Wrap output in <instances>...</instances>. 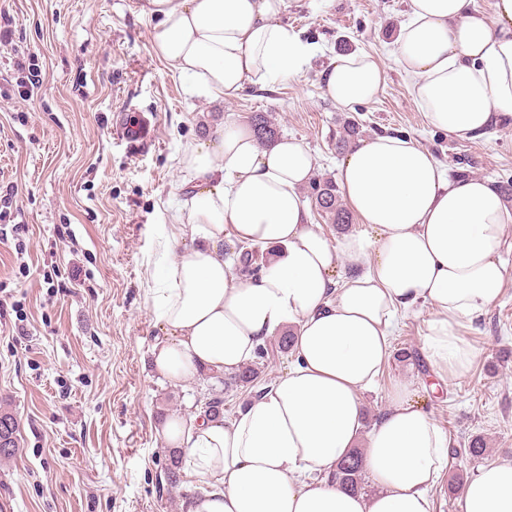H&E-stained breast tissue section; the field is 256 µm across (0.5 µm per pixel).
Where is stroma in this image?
I'll list each match as a JSON object with an SVG mask.
<instances>
[{
	"mask_svg": "<svg viewBox=\"0 0 512 512\" xmlns=\"http://www.w3.org/2000/svg\"><path fill=\"white\" fill-rule=\"evenodd\" d=\"M409 0H287L279 20L317 46L303 73L252 86L220 102L191 90L154 52L155 20L141 0H0V193L28 232L24 252L0 244V406L18 422L19 452L0 461V500L12 512H182L206 486L184 468L168 489L163 415L195 414L210 378L174 387L150 365L159 330L154 297L163 264L181 251L172 215L181 197L178 159L219 112L247 124L267 113L279 136L315 158L316 174L338 177L336 132L344 117L360 140L408 136L447 171L498 182L512 176V120L458 140L426 122L398 62L395 38ZM363 51L385 73L377 99L346 110L329 99L320 73L333 55ZM40 67L21 98L15 63ZM140 125L139 144L121 128ZM502 258V297L463 334L476 350L468 373L438 380L422 345L428 306L402 318L391 358L362 393L364 425L387 410L394 385L413 392L447 433L448 466L432 490L434 512H458L464 481L486 464L512 461V223ZM484 439V458L470 457Z\"/></svg>",
	"mask_w": 512,
	"mask_h": 512,
	"instance_id": "1",
	"label": "stroma"
}]
</instances>
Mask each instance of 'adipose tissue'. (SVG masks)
Returning <instances> with one entry per match:
<instances>
[{
	"label": "adipose tissue",
	"mask_w": 512,
	"mask_h": 512,
	"mask_svg": "<svg viewBox=\"0 0 512 512\" xmlns=\"http://www.w3.org/2000/svg\"><path fill=\"white\" fill-rule=\"evenodd\" d=\"M286 0H144L153 47L170 72L213 99L238 98L300 74L315 54L279 15ZM399 62L427 123L449 136H485L512 115V0L484 14L476 0H409L397 32ZM345 109L373 100L384 72L365 52L333 56L320 74ZM187 187L175 219L190 233L166 266L155 311L153 371L172 385L236 371L278 329L293 326L286 373L231 419L196 413L160 424L209 492L183 512H433L430 491L448 464V437L406 387L363 431L362 391L392 355L402 312L430 306L423 352L439 379L464 376L476 353L462 335L500 298L512 208L487 180L449 179L413 140L381 134L340 165L351 210L375 239H331L310 222L299 189L314 159L296 140L260 147L245 124L215 120L180 159ZM272 251L257 276L225 258V245ZM347 259L353 271L335 279ZM378 486L372 497L328 475L358 441ZM459 512H512V462L468 481Z\"/></svg>",
	"instance_id": "ef3b65f1"
}]
</instances>
